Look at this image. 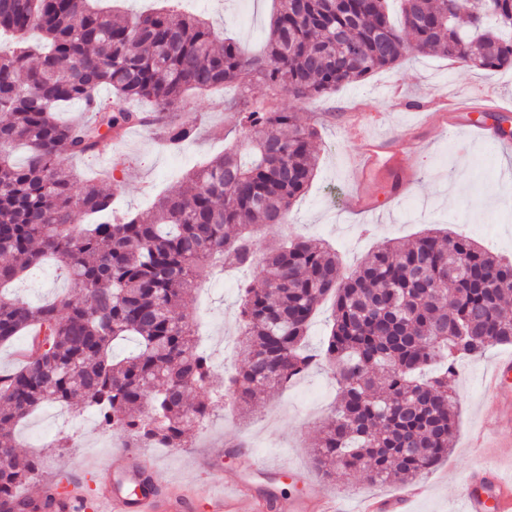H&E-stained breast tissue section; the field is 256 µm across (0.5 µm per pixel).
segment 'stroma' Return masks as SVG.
<instances>
[{
  "label": "stroma",
  "instance_id": "stroma-1",
  "mask_svg": "<svg viewBox=\"0 0 512 512\" xmlns=\"http://www.w3.org/2000/svg\"><path fill=\"white\" fill-rule=\"evenodd\" d=\"M163 1L179 11L204 15L217 36H234L255 53L263 45L273 11V0H118L117 6L131 14ZM487 92L512 100V71L470 69L431 55L403 61L360 83L306 101L275 95L263 82H253L249 93L254 99L276 98L282 109L298 113L316 127L321 148L315 177L294 203L287 223L257 232L258 249H266L280 236L299 234L332 245L344 265L352 267L380 241L412 240L424 229L435 228L467 235L495 255L512 260V147L502 148L489 140L473 142L463 129L449 133L434 108L441 98ZM236 94V88L229 86L214 94L189 95L184 115L198 120L201 129L196 140L179 150L161 148L149 129L129 134L113 147L112 158L121 161L114 172L118 209L131 214L146 211L157 195L184 188L191 168L223 153L227 142L234 140L239 121L237 112L225 108L224 102ZM357 120L364 134L390 140L401 163L414 175L400 193L392 192L388 175L373 177L366 184L376 211L372 219L349 207L355 191L352 164L362 144L347 137L344 129ZM238 281V275L231 274L206 282L182 309L183 316L198 324L202 346L216 360L231 358L236 368L244 358L233 354L223 340L238 333ZM17 288L20 296L35 304L74 293L65 273L51 266ZM509 352L512 344L496 345L481 356L464 359L461 374L450 383L458 407L453 448L447 459L423 475L429 491L412 504L410 512H461L455 488L473 466L485 462L512 466V459L499 449L472 446L476 431L489 432L494 425L481 378L500 355ZM335 398V380L316 369L302 377L296 390L258 394L249 414L218 411L206 429L189 435L186 447L155 448L151 454L172 481L190 488L206 486L194 467L196 455L223 451L224 477L230 481L237 473L239 449L248 448L274 461L288 460L322 488L358 489L365 485L360 475L339 471L325 476L313 464V446ZM45 415V410H38L16 429L18 455L42 462L43 481L29 488L32 498L45 496L46 480L62 479L61 460H80L93 469L105 465L117 447L112 440L100 445L98 429H86L82 413L75 410L59 420L51 433L54 442L69 437V447H33L29 432L43 425Z\"/></svg>",
  "mask_w": 512,
  "mask_h": 512
}]
</instances>
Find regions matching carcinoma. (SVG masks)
I'll use <instances>...</instances> for the list:
<instances>
[{
    "label": "carcinoma",
    "instance_id": "carcinoma-1",
    "mask_svg": "<svg viewBox=\"0 0 512 512\" xmlns=\"http://www.w3.org/2000/svg\"><path fill=\"white\" fill-rule=\"evenodd\" d=\"M90 0H0V343L43 332L11 372H0V503L41 478L17 456V423L49 404L94 411L105 428L143 446L183 448L225 400L254 395L314 368L330 369L336 404L314 449L327 476L409 483L453 447L448 381L460 362L512 344V261L467 236L426 232L388 240L351 271L305 237L256 248L255 229L288 223L317 168V131L274 99L247 95L257 78L296 100L330 94L418 56L441 55L484 70L512 68V0H276L264 54L236 40L216 44L209 22L175 10L129 17ZM37 30L40 41L26 35ZM234 85L238 144L186 175L183 191L158 195L146 215L111 216L103 178L74 193L65 161L99 155L148 124L178 149L197 126L176 119L190 91ZM112 91V107L99 92ZM89 114L63 123L57 112ZM51 262L81 298L32 305L8 292ZM261 275L238 285L235 349L244 366L218 374L198 326L178 309L225 269ZM332 314L321 344L308 345L321 302ZM137 350L114 358L113 344ZM199 390L195 402L189 393Z\"/></svg>",
    "mask_w": 512,
    "mask_h": 512
}]
</instances>
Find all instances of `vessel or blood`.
<instances>
[{
    "instance_id": "b4317fda",
    "label": "vessel or blood",
    "mask_w": 512,
    "mask_h": 512,
    "mask_svg": "<svg viewBox=\"0 0 512 512\" xmlns=\"http://www.w3.org/2000/svg\"><path fill=\"white\" fill-rule=\"evenodd\" d=\"M396 171L401 183L410 174L400 169L397 157L386 141L366 140L357 161L359 179L371 174ZM488 402L499 411L500 426L512 430V355L500 356L484 378ZM169 480L148 455L122 449L112 455L107 471L96 473L92 495L53 490L48 501L50 512H341L340 502L315 486L306 493L277 501L236 478L228 494H212L197 500L166 493ZM425 490L422 484L405 487L391 496H370L361 502L360 512H407L408 503ZM458 496L462 512H512V477L493 467L478 464L461 481Z\"/></svg>"
}]
</instances>
